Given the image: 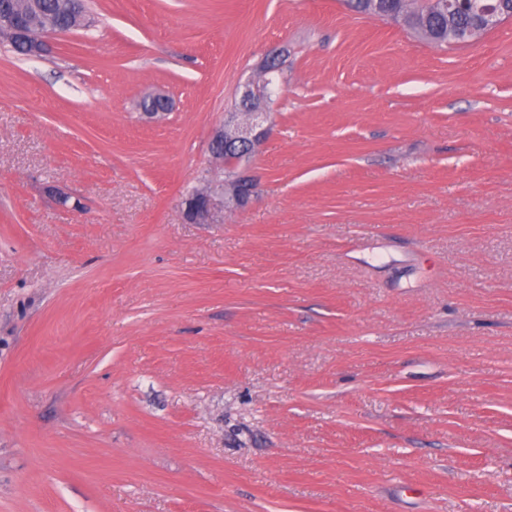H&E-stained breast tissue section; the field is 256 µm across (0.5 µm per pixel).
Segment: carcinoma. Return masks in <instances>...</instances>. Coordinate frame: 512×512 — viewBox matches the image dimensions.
Instances as JSON below:
<instances>
[{
  "label": "carcinoma",
  "mask_w": 512,
  "mask_h": 512,
  "mask_svg": "<svg viewBox=\"0 0 512 512\" xmlns=\"http://www.w3.org/2000/svg\"><path fill=\"white\" fill-rule=\"evenodd\" d=\"M483 0H348L355 11L384 17L446 48L468 44L474 35V4ZM31 18L33 31L62 33L85 26L90 15L86 0H0V16Z\"/></svg>",
  "instance_id": "cac0c4a2"
}]
</instances>
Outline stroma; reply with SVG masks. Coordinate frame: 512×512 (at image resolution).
Here are the masks:
<instances>
[{"label":"stroma","instance_id":"35a3bbf8","mask_svg":"<svg viewBox=\"0 0 512 512\" xmlns=\"http://www.w3.org/2000/svg\"><path fill=\"white\" fill-rule=\"evenodd\" d=\"M89 7L0 42V512H512V19ZM283 47L258 197L189 222Z\"/></svg>","mask_w":512,"mask_h":512}]
</instances>
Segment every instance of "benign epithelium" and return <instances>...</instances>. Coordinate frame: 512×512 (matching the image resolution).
<instances>
[{
  "instance_id": "benign-epithelium-1",
  "label": "benign epithelium",
  "mask_w": 512,
  "mask_h": 512,
  "mask_svg": "<svg viewBox=\"0 0 512 512\" xmlns=\"http://www.w3.org/2000/svg\"><path fill=\"white\" fill-rule=\"evenodd\" d=\"M509 18L512 12L496 0L480 9L479 23L488 33ZM287 58L288 50L284 48L265 57L258 66V78L239 88L243 106L229 113L212 132L209 153L215 166L204 171V184L184 197V215L189 221L210 224L218 213L244 210L256 196L258 183L250 162L271 132L269 104L281 86ZM151 100L160 106L143 110L142 116L150 121L164 119L170 108L168 98L156 94Z\"/></svg>"
}]
</instances>
